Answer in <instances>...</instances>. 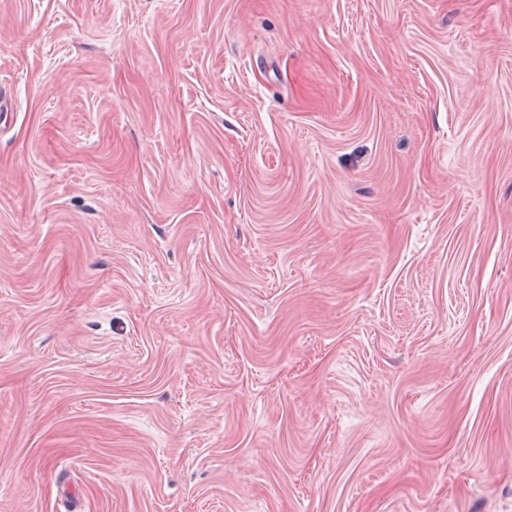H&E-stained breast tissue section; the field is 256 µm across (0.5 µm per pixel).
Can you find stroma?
<instances>
[{"label":"stroma","instance_id":"stroma-1","mask_svg":"<svg viewBox=\"0 0 512 512\" xmlns=\"http://www.w3.org/2000/svg\"><path fill=\"white\" fill-rule=\"evenodd\" d=\"M0 512H512V0H0Z\"/></svg>","mask_w":512,"mask_h":512}]
</instances>
